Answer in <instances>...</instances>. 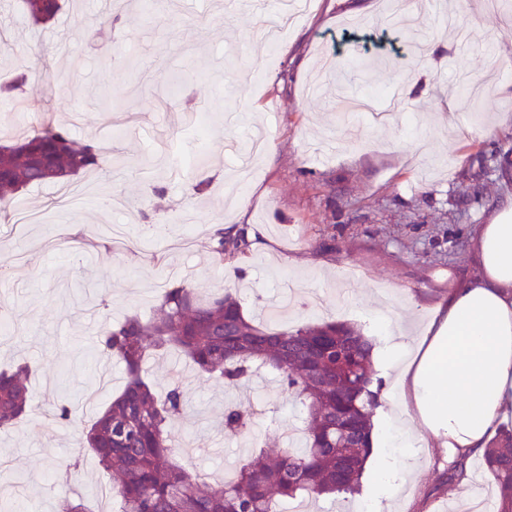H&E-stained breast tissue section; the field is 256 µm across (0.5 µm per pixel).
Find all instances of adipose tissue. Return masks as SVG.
I'll return each instance as SVG.
<instances>
[{
    "mask_svg": "<svg viewBox=\"0 0 512 512\" xmlns=\"http://www.w3.org/2000/svg\"><path fill=\"white\" fill-rule=\"evenodd\" d=\"M472 252L475 275L449 288L396 377L416 439L444 448L451 461L483 455L512 416V205L476 228ZM401 479L393 463L377 458L364 512H376Z\"/></svg>",
    "mask_w": 512,
    "mask_h": 512,
    "instance_id": "obj_1",
    "label": "adipose tissue"
}]
</instances>
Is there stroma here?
<instances>
[{
    "instance_id": "1",
    "label": "stroma",
    "mask_w": 512,
    "mask_h": 512,
    "mask_svg": "<svg viewBox=\"0 0 512 512\" xmlns=\"http://www.w3.org/2000/svg\"><path fill=\"white\" fill-rule=\"evenodd\" d=\"M409 32L389 61L345 70L363 53L350 35L382 33L391 11L314 10L277 47L260 33L279 0H66L54 23L30 24L18 0H0V35L17 50L0 61L36 73L22 100L0 98V132L51 120L103 148L102 168L79 175L77 209L58 187L29 188L12 205L43 214L21 233L0 223V315L16 327L0 367H31L33 413L0 433V512H55L79 494L96 505L112 477L78 444L122 386L121 364L99 361L97 336L131 314L150 316L179 271L201 297L238 287L245 312L276 327L345 321L377 349L413 346L434 305L472 269L471 234L512 199V0H406ZM111 92L115 111L101 97ZM245 213L268 248L214 262L212 227ZM157 393L179 373L194 416L169 429L200 447L188 467L239 462L224 434L232 404L258 409L253 435L288 445L298 406L281 382L250 393L203 379L176 354L149 359ZM374 420L381 453L407 461L403 489L379 512H460L488 475L469 464L449 483L437 447L409 453L395 365ZM67 393L72 424L36 430L35 415Z\"/></svg>"
}]
</instances>
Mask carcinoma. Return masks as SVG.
<instances>
[{
    "label": "carcinoma",
    "mask_w": 512,
    "mask_h": 512,
    "mask_svg": "<svg viewBox=\"0 0 512 512\" xmlns=\"http://www.w3.org/2000/svg\"><path fill=\"white\" fill-rule=\"evenodd\" d=\"M34 25L62 9L60 0H21ZM31 81L17 73L0 85L14 99ZM104 163L98 145L74 139L64 126L45 125L0 144V206L16 193L42 183L68 186ZM250 248L247 227L211 239L213 261L241 256ZM375 344L345 322H324L272 331L244 313L237 291L226 289L208 301L184 284L165 289L152 316L128 315L106 327L97 349L105 361L123 364L126 382L82 434V445L112 476L119 512H278L299 497L316 499L358 493L370 446L373 409L380 386L374 378ZM174 351L196 372L237 387L257 373L273 375L299 401L305 442L299 448L258 454L238 464L223 484L213 485L175 461L168 429L183 417L187 400L179 380L159 396L144 378L152 354ZM30 366L22 361L0 370V432L27 415ZM251 416L224 412V431L248 433ZM483 466L499 498L493 512H512V431L499 434Z\"/></svg>",
    "instance_id": "obj_1"
}]
</instances>
